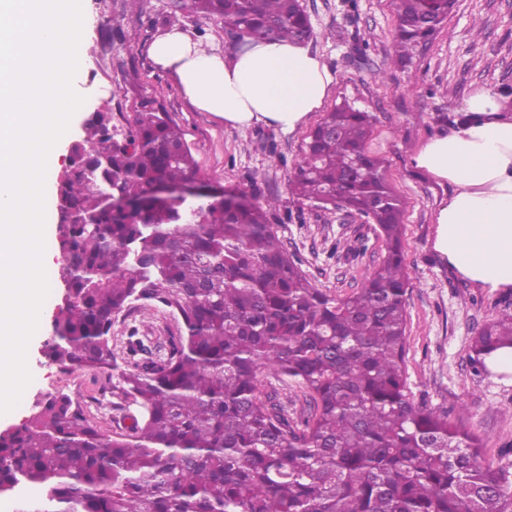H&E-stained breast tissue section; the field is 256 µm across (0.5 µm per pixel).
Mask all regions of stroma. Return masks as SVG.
<instances>
[{
    "instance_id": "obj_1",
    "label": "stroma",
    "mask_w": 512,
    "mask_h": 512,
    "mask_svg": "<svg viewBox=\"0 0 512 512\" xmlns=\"http://www.w3.org/2000/svg\"><path fill=\"white\" fill-rule=\"evenodd\" d=\"M314 36L311 52L329 68L332 82L320 111L294 131L263 123L245 129L197 111L175 78L158 68L148 47L165 30L169 0H142L141 10L127 12L124 0H90L83 21L86 51L73 80L86 111L111 113L112 130L126 134L127 117L141 93L157 97L183 129L199 168L214 182L245 191L257 201L275 198L269 219L288 251L318 288L345 296L359 287L382 260L385 247L374 225L343 209L322 210L288 190V174L302 155L310 131L335 105L349 102L372 113L374 125L365 147L381 159L395 192L407 202L404 257L414 287L407 301L406 375L417 403L462 419L480 438L486 461L512 471V374L474 375L469 361L473 336L504 311H512V288H482L461 276L434 248V217L451 188L417 169L412 158L433 133L454 128L469 95L480 87L512 90V0H455L432 42L409 65L392 61L396 14L390 0H301ZM121 29L117 40L107 28ZM98 66L108 90L89 78ZM137 71L138 83L126 81ZM82 115L47 160L46 234H53L55 179L67 161L68 147L82 134ZM46 267L50 292L39 327L29 342L27 363L32 380L12 411L0 415V429L20 420L46 396L77 398L98 429L125 431L136 406L117 401L112 381L90 370H63L42 353L59 287ZM182 323L170 308L136 303L116 316L112 343L118 364L142 361L143 351H158L179 336ZM262 389L276 396L289 419L304 414L305 391L290 378L264 372Z\"/></svg>"
}]
</instances>
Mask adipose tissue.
<instances>
[{
	"instance_id": "adipose-tissue-1",
	"label": "adipose tissue",
	"mask_w": 512,
	"mask_h": 512,
	"mask_svg": "<svg viewBox=\"0 0 512 512\" xmlns=\"http://www.w3.org/2000/svg\"><path fill=\"white\" fill-rule=\"evenodd\" d=\"M201 112L243 129L256 123L291 131L322 105L332 76L306 44L265 40L226 56L173 27L149 48ZM465 118L417 149L415 166L448 182L434 248L473 283L512 288V112L490 89L472 92Z\"/></svg>"
}]
</instances>
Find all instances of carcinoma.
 Segmentation results:
<instances>
[{
  "instance_id": "carcinoma-1",
  "label": "carcinoma",
  "mask_w": 512,
  "mask_h": 512,
  "mask_svg": "<svg viewBox=\"0 0 512 512\" xmlns=\"http://www.w3.org/2000/svg\"><path fill=\"white\" fill-rule=\"evenodd\" d=\"M393 3L404 64L448 0ZM186 11L224 24L233 52L313 35L300 0H170L166 21ZM128 124L117 138L110 113H90L56 176L61 298L43 354L111 377L139 416L110 435L71 396L42 400L0 430V496L18 512H512V472L407 386L406 203L365 151L372 116L326 113L288 174L292 194L377 226L385 256L345 297L302 272L269 223L273 201L201 172L155 96H139ZM139 301L176 310L183 332L123 369L112 326ZM506 346L512 311L474 336L475 372ZM265 369L304 387L303 420L263 394Z\"/></svg>"
}]
</instances>
